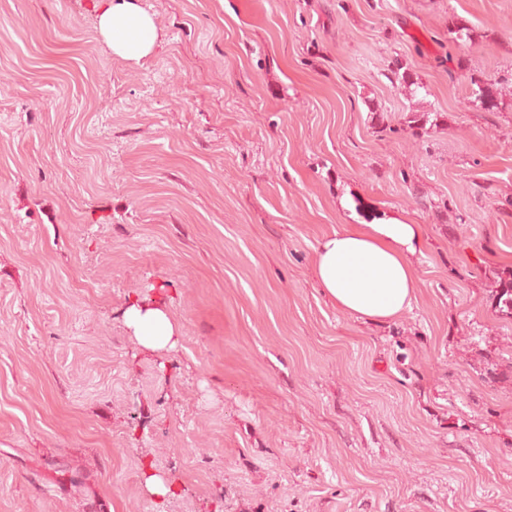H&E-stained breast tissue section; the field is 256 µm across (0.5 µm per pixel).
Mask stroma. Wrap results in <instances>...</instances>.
I'll return each mask as SVG.
<instances>
[{
    "mask_svg": "<svg viewBox=\"0 0 512 512\" xmlns=\"http://www.w3.org/2000/svg\"><path fill=\"white\" fill-rule=\"evenodd\" d=\"M135 2L129 61L0 0V512H512V0ZM393 218L411 310H336L316 241ZM498 287L499 290H495L498 313L512 319V270L508 272V276L499 277ZM125 318L143 348L159 351L175 346L177 336L174 325L160 305H132L127 309Z\"/></svg>",
    "mask_w": 512,
    "mask_h": 512,
    "instance_id": "stroma-1",
    "label": "stroma"
}]
</instances>
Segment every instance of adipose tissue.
Returning a JSON list of instances; mask_svg holds the SVG:
<instances>
[{
	"mask_svg": "<svg viewBox=\"0 0 512 512\" xmlns=\"http://www.w3.org/2000/svg\"><path fill=\"white\" fill-rule=\"evenodd\" d=\"M100 33L115 55L139 60L158 39L154 19L133 0H94ZM418 224L391 220L345 224L318 241L314 278L337 309L374 323L392 320L412 307L419 278L414 259L425 246ZM126 322L140 346L151 351L175 346V328L157 304L130 306Z\"/></svg>",
	"mask_w": 512,
	"mask_h": 512,
	"instance_id": "1",
	"label": "adipose tissue"
}]
</instances>
